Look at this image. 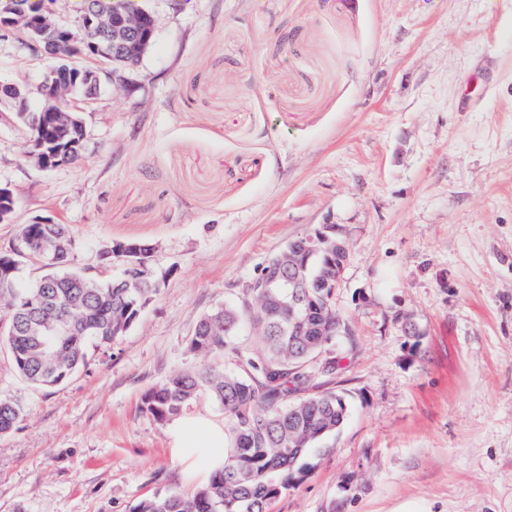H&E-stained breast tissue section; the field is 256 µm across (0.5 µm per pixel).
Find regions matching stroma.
<instances>
[{
	"label": "stroma",
	"mask_w": 512,
	"mask_h": 512,
	"mask_svg": "<svg viewBox=\"0 0 512 512\" xmlns=\"http://www.w3.org/2000/svg\"><path fill=\"white\" fill-rule=\"evenodd\" d=\"M153 42L124 85L79 100V159L26 160L0 104V187L22 225H69L71 269L119 277L102 249L153 245L156 291L70 380L37 388L0 352V512H133L192 491L142 399L199 367V318L289 241L342 229L334 290L351 335L320 389L344 425L267 512H512V0H141ZM50 68L0 37V84L42 103ZM412 321L417 335L402 328ZM22 416L20 405L9 398L0 397V434L11 431Z\"/></svg>",
	"instance_id": "stroma-1"
}]
</instances>
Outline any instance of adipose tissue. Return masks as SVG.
Instances as JSON below:
<instances>
[{"mask_svg":"<svg viewBox=\"0 0 512 512\" xmlns=\"http://www.w3.org/2000/svg\"><path fill=\"white\" fill-rule=\"evenodd\" d=\"M171 457L196 480L223 469L226 453L224 422L207 412L176 417L167 428Z\"/></svg>","mask_w":512,"mask_h":512,"instance_id":"1","label":"adipose tissue"}]
</instances>
